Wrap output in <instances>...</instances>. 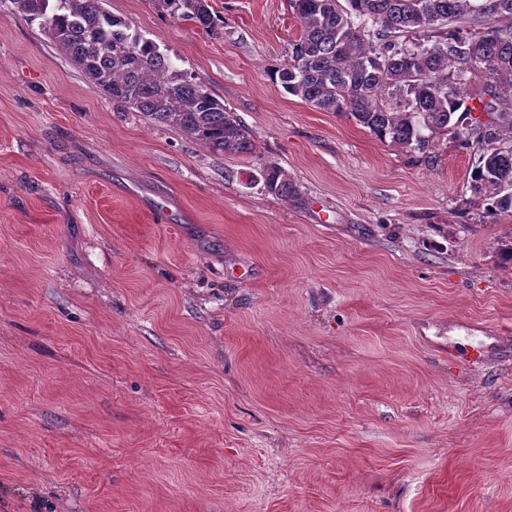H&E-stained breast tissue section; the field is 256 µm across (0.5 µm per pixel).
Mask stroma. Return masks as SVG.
I'll list each match as a JSON object with an SVG mask.
<instances>
[{"mask_svg":"<svg viewBox=\"0 0 512 512\" xmlns=\"http://www.w3.org/2000/svg\"><path fill=\"white\" fill-rule=\"evenodd\" d=\"M209 5L214 34L104 3L247 154L116 109L0 0V512H512V212L478 151L285 92L288 0ZM261 176L264 188L268 193L285 200H287L288 197H292L294 188L286 172L280 168L271 166L263 169Z\"/></svg>","mask_w":512,"mask_h":512,"instance_id":"35a3bbf8","label":"stroma"}]
</instances>
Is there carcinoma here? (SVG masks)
I'll return each instance as SVG.
<instances>
[{"mask_svg": "<svg viewBox=\"0 0 512 512\" xmlns=\"http://www.w3.org/2000/svg\"><path fill=\"white\" fill-rule=\"evenodd\" d=\"M206 32L218 26L208 0H153ZM301 35L274 79L324 112L347 115L382 142L423 150L437 135L477 146L470 189L489 212L512 210V111L483 123L462 95L480 78L512 104V0H288ZM85 79L126 110L176 127L213 153L254 151L248 129L159 46L113 16L103 0H13ZM265 190L288 199V174L261 171Z\"/></svg>", "mask_w": 512, "mask_h": 512, "instance_id": "cac0c4a2", "label": "carcinoma"}]
</instances>
